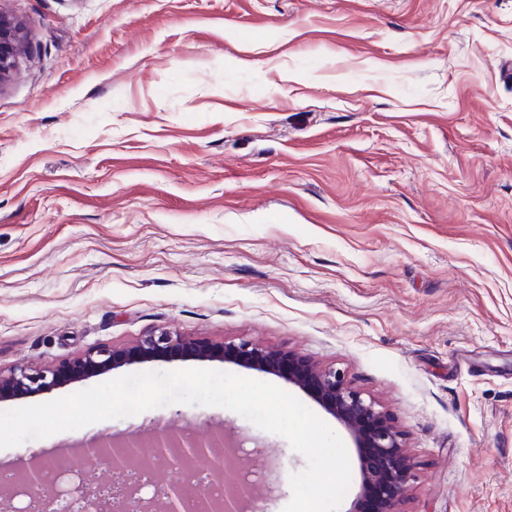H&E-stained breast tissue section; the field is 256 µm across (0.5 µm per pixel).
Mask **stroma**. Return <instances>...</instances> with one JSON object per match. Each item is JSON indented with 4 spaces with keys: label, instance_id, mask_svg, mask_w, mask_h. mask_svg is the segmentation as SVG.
<instances>
[{
    "label": "stroma",
    "instance_id": "1",
    "mask_svg": "<svg viewBox=\"0 0 512 512\" xmlns=\"http://www.w3.org/2000/svg\"><path fill=\"white\" fill-rule=\"evenodd\" d=\"M29 50L0 85V370L169 331L293 349L392 413L407 512H512V0H0ZM319 403L274 373L184 357ZM224 429L172 404L0 449Z\"/></svg>",
    "mask_w": 512,
    "mask_h": 512
}]
</instances>
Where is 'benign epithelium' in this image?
<instances>
[{
	"mask_svg": "<svg viewBox=\"0 0 512 512\" xmlns=\"http://www.w3.org/2000/svg\"><path fill=\"white\" fill-rule=\"evenodd\" d=\"M27 51L22 25L0 8V85L12 77L18 59ZM183 356L245 363L272 371L306 391L346 428L356 448L370 449L369 454L360 456V496L377 489L380 496L376 512H405L403 506L412 488L416 463L389 411L374 398H366L354 389L344 372L313 364L292 351L264 347L249 340L213 344L162 331L128 347L102 345L57 367L17 366L6 374L0 371V399L48 392L65 381L107 370L118 362L131 364L153 357L175 360ZM245 455L260 467L266 495L282 493L278 466L264 459L263 450L252 448ZM198 456L211 459L207 481L157 484L151 497L142 496L144 484L136 478L142 469L153 470L172 460L181 462ZM234 457L224 432L199 437L161 433L146 443L129 441L122 446L111 441L87 444L81 449V462L76 470L78 485L72 499L48 492L43 474L53 464L45 460H37L23 476V487L29 490L28 512H68L74 507L103 512L109 501L116 512H184L192 493L221 478L224 495L214 504L217 512H264L255 506L253 484L239 481V471L224 476Z\"/></svg>",
	"mask_w": 512,
	"mask_h": 512,
	"instance_id": "benign-epithelium-1",
	"label": "benign epithelium"
}]
</instances>
